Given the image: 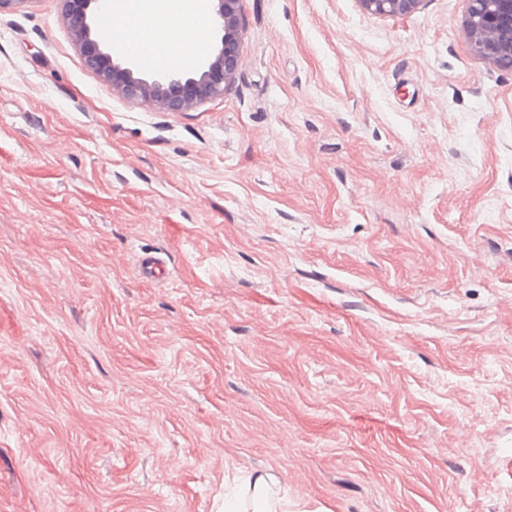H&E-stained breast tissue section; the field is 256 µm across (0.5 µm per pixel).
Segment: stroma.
<instances>
[{"mask_svg": "<svg viewBox=\"0 0 512 512\" xmlns=\"http://www.w3.org/2000/svg\"><path fill=\"white\" fill-rule=\"evenodd\" d=\"M466 10L242 0L184 112L63 0L0 13V512H512V71ZM362 9L379 16H406L413 13L422 0H358Z\"/></svg>", "mask_w": 512, "mask_h": 512, "instance_id": "obj_1", "label": "stroma"}]
</instances>
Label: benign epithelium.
I'll list each match as a JSON object with an SVG mask.
<instances>
[{"label": "benign epithelium", "mask_w": 512, "mask_h": 512, "mask_svg": "<svg viewBox=\"0 0 512 512\" xmlns=\"http://www.w3.org/2000/svg\"><path fill=\"white\" fill-rule=\"evenodd\" d=\"M66 19L85 68L124 98L145 102L162 112H184L221 98L241 65V0H211L220 48L194 73L170 71L157 79L136 75L132 59L114 57L95 29L103 0H64ZM379 16H406L422 0H358ZM465 24L473 52L504 70H512V0H467Z\"/></svg>", "instance_id": "benign-epithelium-1"}]
</instances>
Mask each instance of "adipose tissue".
<instances>
[{
	"mask_svg": "<svg viewBox=\"0 0 512 512\" xmlns=\"http://www.w3.org/2000/svg\"><path fill=\"white\" fill-rule=\"evenodd\" d=\"M149 11L141 13L136 41L164 48L173 62L203 43L208 18L200 0H150Z\"/></svg>",
	"mask_w": 512,
	"mask_h": 512,
	"instance_id": "ef3b65f1",
	"label": "adipose tissue"
}]
</instances>
